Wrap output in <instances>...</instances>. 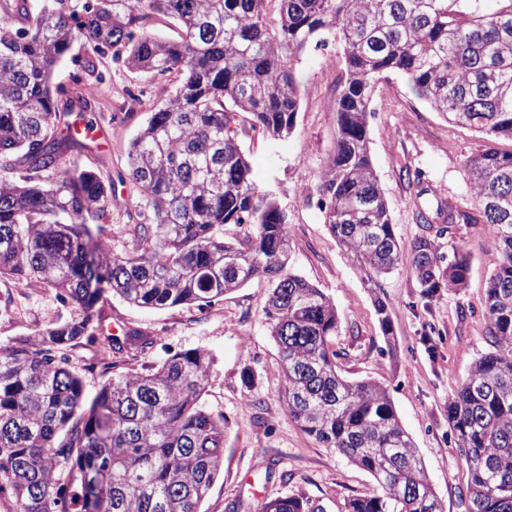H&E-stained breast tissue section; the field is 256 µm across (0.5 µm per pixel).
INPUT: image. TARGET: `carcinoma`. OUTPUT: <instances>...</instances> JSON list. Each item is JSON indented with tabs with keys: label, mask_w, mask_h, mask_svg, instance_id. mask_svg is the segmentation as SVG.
Listing matches in <instances>:
<instances>
[{
	"label": "carcinoma",
	"mask_w": 512,
	"mask_h": 512,
	"mask_svg": "<svg viewBox=\"0 0 512 512\" xmlns=\"http://www.w3.org/2000/svg\"><path fill=\"white\" fill-rule=\"evenodd\" d=\"M156 15L178 36L148 34ZM327 36L342 44L346 80L317 187L325 223L371 283L407 253L424 296L463 288V253L447 261L430 238L406 244L395 233L368 150L372 91L402 75L448 120L512 138V0H0V276L52 288L84 313L0 346V494L17 512H198L224 464V417L201 402L212 355L189 349L147 372H116L88 401L61 350L94 339L88 326L106 292L202 310L254 278L271 285L265 314L289 414L379 487L341 512H443L388 390L338 374L336 307L292 271L287 214L254 180L231 127L246 112L252 129L288 136L300 108L293 57ZM77 37L132 70L179 76L129 144L139 201L123 254L101 225L111 186L92 170L71 174L66 160L85 147L69 116L90 110L89 92L53 75ZM465 166L479 216L451 205L436 215L490 234L492 350L448 400V430L469 471L465 512H512V152L490 144ZM229 224L243 231L228 239ZM154 345L130 329L101 347L135 358ZM259 512L325 507L298 495Z\"/></svg>",
	"instance_id": "carcinoma-1"
}]
</instances>
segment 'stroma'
I'll use <instances>...</instances> for the list:
<instances>
[{
	"label": "stroma",
	"mask_w": 512,
	"mask_h": 512,
	"mask_svg": "<svg viewBox=\"0 0 512 512\" xmlns=\"http://www.w3.org/2000/svg\"><path fill=\"white\" fill-rule=\"evenodd\" d=\"M88 59L102 77L92 92L93 122L101 136L75 157L74 165L95 170L111 184L105 233L113 252L121 253L128 247L123 226L138 200L126 179L128 145L169 97L175 78L132 71L108 53L90 56L79 38L58 64L56 83L70 86L71 71ZM294 69L300 110L293 132L272 140L252 131L247 114L241 113L236 123L242 148L256 181L275 190L288 215L293 271L336 306L338 329L330 344L339 354L338 372L387 387L444 512H463L460 496L467 488L468 467L448 432V400L472 363L491 348L485 289L495 267L492 247L480 224L459 223L436 237L444 256L460 251L470 259L467 285L456 293L443 288L424 297L407 258L379 285L367 282L337 244L318 206L317 185L336 145L342 48L331 39L320 47L308 45L297 54ZM371 108L370 157L397 237L408 242L423 234L415 217L421 204L443 200L475 212L465 161L489 143L485 135L449 123L397 74L375 84ZM268 293L267 280L255 279L203 310L194 305L140 308L107 294L98 304L105 321L91 323L90 331L118 336L131 327L154 336L150 352L126 363L139 372L181 350L213 355L202 401L224 418V465L201 512H258L261 502L291 495L337 512L345 499L374 493L377 484L368 472L318 444L289 414L279 349L264 314ZM379 297L392 305L388 335L376 312ZM80 315L52 289L0 277V345ZM65 355L86 393L95 395L107 379L99 346L83 342ZM247 368L254 375L249 384L242 379Z\"/></svg>",
	"instance_id": "35a3bbf8"
}]
</instances>
